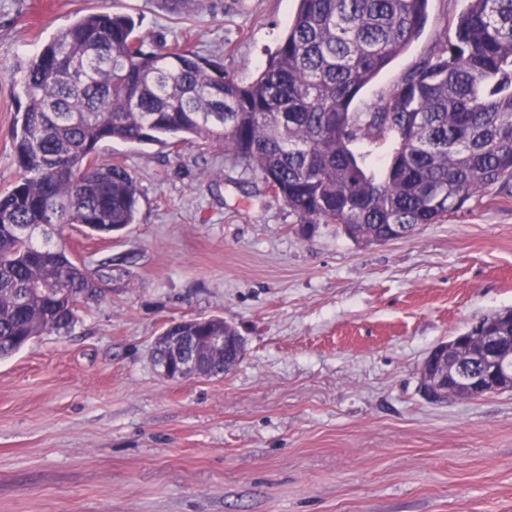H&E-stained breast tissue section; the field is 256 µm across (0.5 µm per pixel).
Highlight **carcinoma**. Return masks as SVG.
<instances>
[{
    "instance_id": "obj_1",
    "label": "carcinoma",
    "mask_w": 512,
    "mask_h": 512,
    "mask_svg": "<svg viewBox=\"0 0 512 512\" xmlns=\"http://www.w3.org/2000/svg\"><path fill=\"white\" fill-rule=\"evenodd\" d=\"M464 2L429 59L363 112L353 102L421 34L428 0H299L249 83L177 41L145 51L126 15L91 12L59 30L20 67L19 178L0 195V359L69 332L100 298L44 227L110 235L134 223L137 179L100 158L105 142H218L295 223L349 224L353 240L394 224L412 235L511 182L512 0ZM390 133L391 160L368 171L351 145ZM181 333L237 330L212 317Z\"/></svg>"
}]
</instances>
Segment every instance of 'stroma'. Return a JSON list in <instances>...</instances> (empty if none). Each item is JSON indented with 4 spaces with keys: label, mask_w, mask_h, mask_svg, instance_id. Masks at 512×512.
Returning a JSON list of instances; mask_svg holds the SVG:
<instances>
[{
    "label": "stroma",
    "mask_w": 512,
    "mask_h": 512,
    "mask_svg": "<svg viewBox=\"0 0 512 512\" xmlns=\"http://www.w3.org/2000/svg\"><path fill=\"white\" fill-rule=\"evenodd\" d=\"M463 0L360 93L385 96ZM297 0H0V192L18 177L19 65L89 12L134 19L254 79ZM137 178L134 224L54 230L100 281L72 331L0 360V512H512V390L432 404L438 343L512 309V192L492 188L382 244L302 231L281 197L211 143L112 142ZM218 316L246 342L230 373L170 381L150 359L173 322Z\"/></svg>",
    "instance_id": "1"
}]
</instances>
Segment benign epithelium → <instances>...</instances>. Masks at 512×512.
I'll return each mask as SVG.
<instances>
[{
    "label": "benign epithelium",
    "instance_id": "benign-epithelium-1",
    "mask_svg": "<svg viewBox=\"0 0 512 512\" xmlns=\"http://www.w3.org/2000/svg\"><path fill=\"white\" fill-rule=\"evenodd\" d=\"M174 324L164 332L162 340L172 348L173 357L155 362L159 374L167 380L208 378L211 371L207 358L214 347L224 346V337L214 336L209 344L195 348L190 354H182L187 337L175 334ZM474 331L458 334L451 340L437 344L422 361L419 379L423 390L438 402H448L466 389L475 398H483L503 385L512 386V336H490L488 346L474 356L477 365L456 357V349Z\"/></svg>",
    "mask_w": 512,
    "mask_h": 512
}]
</instances>
